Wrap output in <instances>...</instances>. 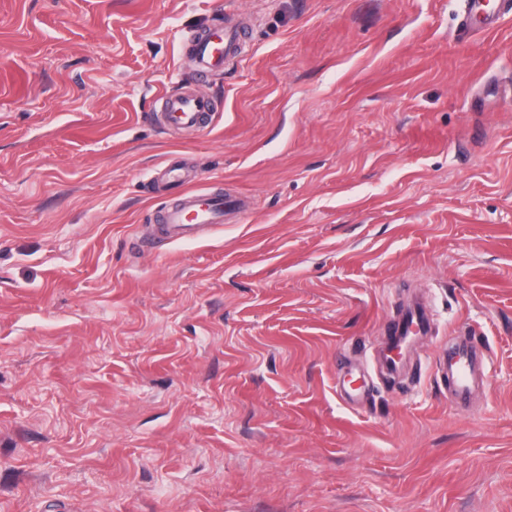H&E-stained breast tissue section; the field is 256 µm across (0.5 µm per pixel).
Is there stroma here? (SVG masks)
<instances>
[{"mask_svg":"<svg viewBox=\"0 0 512 512\" xmlns=\"http://www.w3.org/2000/svg\"><path fill=\"white\" fill-rule=\"evenodd\" d=\"M463 8L0 0V512H512V18L462 42ZM181 87L207 128L158 123ZM172 157L197 178L158 188ZM199 188L242 213L159 243ZM239 34L231 29L208 28L191 40V52L197 73L207 77L209 73L223 70L234 57ZM412 324L419 326L421 335L425 334L427 329V318L422 306L414 305L413 308H410L400 321L394 323L393 326L390 327L389 335L395 340L400 341L404 336H410L409 327ZM484 347L470 336H456L448 345L442 372L448 385V399L455 404H464L471 389L486 366Z\"/></svg>","mask_w":512,"mask_h":512,"instance_id":"1","label":"stroma"}]
</instances>
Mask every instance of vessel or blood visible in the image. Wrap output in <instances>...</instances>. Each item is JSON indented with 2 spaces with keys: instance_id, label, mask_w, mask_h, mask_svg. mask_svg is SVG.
Segmentation results:
<instances>
[{
  "instance_id": "obj_1",
  "label": "vessel or blood",
  "mask_w": 512,
  "mask_h": 512,
  "mask_svg": "<svg viewBox=\"0 0 512 512\" xmlns=\"http://www.w3.org/2000/svg\"><path fill=\"white\" fill-rule=\"evenodd\" d=\"M467 17L462 20L460 40H468L474 33L470 16L484 15L486 26H495L507 15H512V0H500L496 14L485 16L482 0H467ZM239 35L224 27H212L194 36L191 52L199 76L222 70L234 57ZM214 110L212 100L205 94L185 90L164 96V127L198 130ZM239 200L208 192H188L179 202L166 208L160 222L166 238L179 240L191 235L200 226L213 227L223 223L230 212L238 210ZM426 328L427 318L422 306L410 308L403 318L394 323L389 334L394 339L407 336L411 325ZM486 366L482 345L468 336L454 337L444 357L442 372L448 385V398L456 404L469 399L471 389Z\"/></svg>"
}]
</instances>
